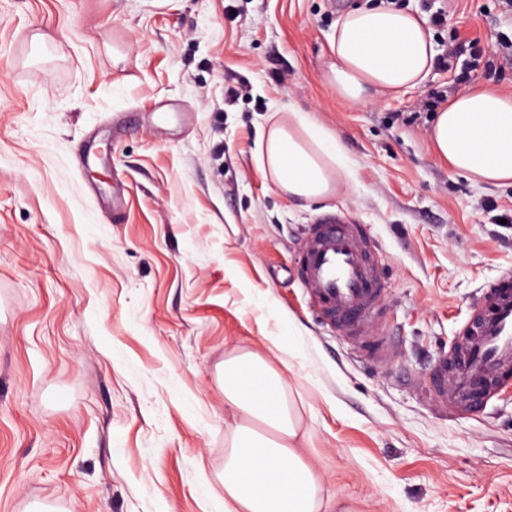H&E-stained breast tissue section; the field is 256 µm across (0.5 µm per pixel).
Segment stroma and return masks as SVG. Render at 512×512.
Wrapping results in <instances>:
<instances>
[{
	"label": "stroma",
	"instance_id": "stroma-1",
	"mask_svg": "<svg viewBox=\"0 0 512 512\" xmlns=\"http://www.w3.org/2000/svg\"><path fill=\"white\" fill-rule=\"evenodd\" d=\"M425 17L439 63L354 104L325 81L336 21ZM512 94L501 0H0V512H224L222 367L288 382L299 450L344 512H512V376L442 414L433 367L512 270V185L433 156L435 110ZM309 113L353 176L283 194L258 143ZM342 210L379 249L390 366L314 314L296 266Z\"/></svg>",
	"mask_w": 512,
	"mask_h": 512
}]
</instances>
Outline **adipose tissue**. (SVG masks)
<instances>
[{"mask_svg": "<svg viewBox=\"0 0 512 512\" xmlns=\"http://www.w3.org/2000/svg\"><path fill=\"white\" fill-rule=\"evenodd\" d=\"M327 74L337 96L362 102L422 84L437 53L426 18L391 8H355L336 22ZM435 156L475 182L512 185V94L479 86L458 94L437 116ZM261 158L288 196L320 200L334 192V167L348 158L337 137L311 117L273 125ZM224 401L240 422L224 461V512H321L319 478L294 442L298 432L287 380L260 354L225 359Z\"/></svg>", "mask_w": 512, "mask_h": 512, "instance_id": "1", "label": "adipose tissue"}]
</instances>
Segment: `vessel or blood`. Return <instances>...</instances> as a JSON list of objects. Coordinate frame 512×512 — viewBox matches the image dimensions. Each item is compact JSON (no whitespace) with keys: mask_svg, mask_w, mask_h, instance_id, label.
Segmentation results:
<instances>
[{"mask_svg":"<svg viewBox=\"0 0 512 512\" xmlns=\"http://www.w3.org/2000/svg\"><path fill=\"white\" fill-rule=\"evenodd\" d=\"M377 251L367 230L351 224L343 211L324 214L310 229L298 278L320 317L354 342L366 343L369 362L383 366L394 346L375 331L387 288ZM459 336L436 365L430 394L440 406L474 411L492 383L503 382L512 371V279L483 288Z\"/></svg>","mask_w":512,"mask_h":512,"instance_id":"1","label":"vessel or blood"}]
</instances>
